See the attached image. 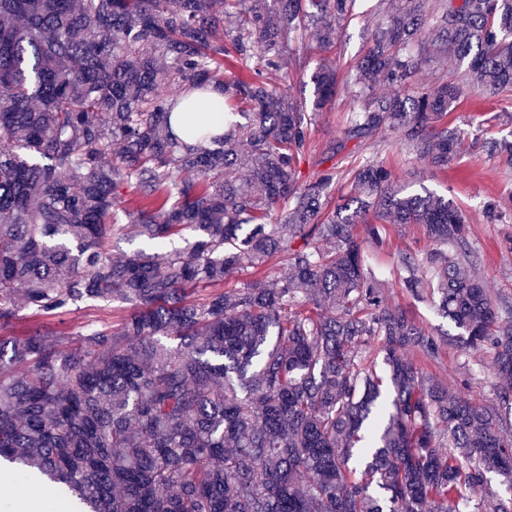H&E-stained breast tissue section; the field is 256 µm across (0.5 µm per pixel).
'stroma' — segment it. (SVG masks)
Here are the masks:
<instances>
[{"mask_svg":"<svg viewBox=\"0 0 512 512\" xmlns=\"http://www.w3.org/2000/svg\"><path fill=\"white\" fill-rule=\"evenodd\" d=\"M392 0H355L351 15L341 27L334 46L326 53L302 52L288 70L290 95L301 102L315 119L309 128L308 146L297 166L300 183H308L322 171L331 169L336 178L328 189L333 205H342L354 192V172L366 161L377 160L391 171L406 193L429 190L466 214L469 246L474 255L476 275L491 288L495 297L512 302V164L490 154L486 143L492 139L512 140V99L470 94L461 98L444 116L448 127L461 134L457 155L447 171L432 168L407 146L399 131L382 130L365 139L348 138L346 117L351 107L347 92H339L323 108H316L313 76L320 66L335 68L340 78L350 76L366 54L371 33L386 18ZM503 203L496 219H489L485 208ZM381 243H365V259L382 280V298L402 306L430 334L441 342V357L428 371L460 396L483 405H494L505 384L491 369L488 351L466 352L446 344L454 326L427 300L414 298L398 283L396 261L400 254L418 258L430 249L425 226L386 224ZM115 305L89 301L80 308L52 317L29 318L20 315L12 329L35 325L60 333L70 342L72 333L87 326L112 324Z\"/></svg>","mask_w":512,"mask_h":512,"instance_id":"1","label":"stroma"}]
</instances>
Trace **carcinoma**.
<instances>
[{"label":"carcinoma","mask_w":512,"mask_h":512,"mask_svg":"<svg viewBox=\"0 0 512 512\" xmlns=\"http://www.w3.org/2000/svg\"><path fill=\"white\" fill-rule=\"evenodd\" d=\"M351 6L0 0V329L22 308L121 310L66 349L52 331L0 334V472H37L71 512H512L487 478L512 482V390L484 406L408 359L439 345L362 260L379 223L426 225L401 286L433 290L512 383V304L471 272L465 216L373 160L342 212L326 213L335 172L298 184L312 114L268 75L303 29L328 48ZM437 57L448 69L418 85ZM234 58L250 76L227 75ZM314 82L321 108L339 76ZM378 83L394 93L367 95ZM345 86L348 137L401 129L447 169L460 134L443 114L474 91L512 97V0H397ZM208 88L245 122L217 133ZM122 188L151 252L112 254ZM375 338L380 370L360 352Z\"/></svg>","instance_id":"carcinoma-1"}]
</instances>
